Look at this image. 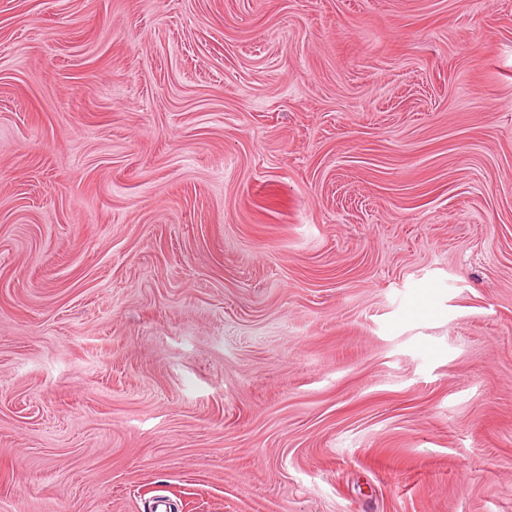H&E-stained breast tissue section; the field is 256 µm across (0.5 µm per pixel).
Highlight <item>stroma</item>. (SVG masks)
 <instances>
[{"label": "stroma", "mask_w": 512, "mask_h": 512, "mask_svg": "<svg viewBox=\"0 0 512 512\" xmlns=\"http://www.w3.org/2000/svg\"><path fill=\"white\" fill-rule=\"evenodd\" d=\"M512 512V0H0V512Z\"/></svg>", "instance_id": "35a3bbf8"}]
</instances>
